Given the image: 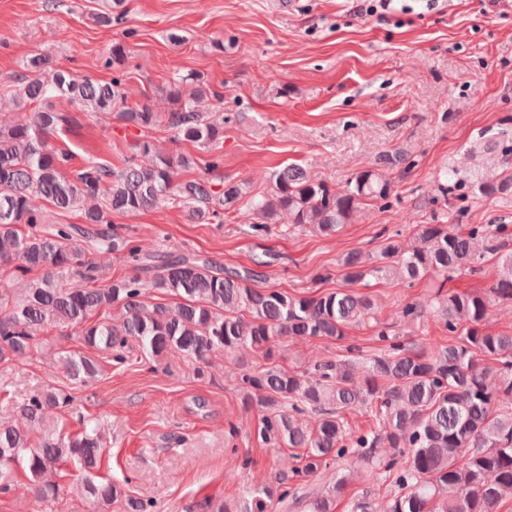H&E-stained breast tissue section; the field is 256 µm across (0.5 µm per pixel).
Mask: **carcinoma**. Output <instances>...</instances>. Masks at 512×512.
Masks as SVG:
<instances>
[{"label": "carcinoma", "mask_w": 512, "mask_h": 512, "mask_svg": "<svg viewBox=\"0 0 512 512\" xmlns=\"http://www.w3.org/2000/svg\"><path fill=\"white\" fill-rule=\"evenodd\" d=\"M12 101L19 118L0 125V277L23 284L21 292L0 290V363L21 361L38 351L36 337L48 329L75 330L82 350L57 351L70 377L81 386L104 375L101 355L121 362L134 352L149 365L177 353L204 374L209 357L248 351L267 360L240 376L246 406L262 415L255 438L264 448L291 451L292 477L319 480L317 489L286 486V477L252 487L232 504L206 501L204 512H271L274 502L291 499L306 512H332L350 473L324 474L333 459L362 462L369 481L391 480L387 512H498L512 498V334L493 333L485 322L493 306L512 304V229L507 224H468L459 228L433 215L417 224L412 242L389 234L373 252L350 251L339 266L353 287L371 279L407 286L430 277L438 286L427 302H408L399 311L405 324L433 317L454 340L424 346L402 342L390 327L376 323L379 348L370 354L348 338L355 325L374 318V303L351 289L289 294L254 288L268 261L254 267L220 268L197 254H159L148 260L124 233L89 239V227L110 223L112 212L137 214L166 205L185 210L192 222L210 224L224 211L241 206L260 223L279 218L319 236L338 233L364 207L390 196L391 183L363 170L341 189L289 164L266 177L254 194L245 184L219 179L183 181L180 172L194 160L182 153L159 152L139 140L119 170L97 160L72 168L74 154L50 142L72 118L58 111L64 99L81 112H114L143 133L164 128L174 139L217 149L224 125L199 109L211 90L203 75L177 74L169 80L171 107L154 112L128 101L119 76L100 81L55 64L43 53L24 61ZM442 196L462 184L483 197L512 194V167L490 178L475 171L465 180L448 169L436 176ZM78 211L82 224H46V206ZM124 255L134 274L106 288L93 284L100 269L84 247ZM495 262L497 279L488 288L457 291L447 283L462 274L477 275ZM171 298L149 303V290ZM120 319L109 321L110 312ZM283 337L328 338L344 342L336 357L303 370L268 363L273 343ZM61 389L35 390L18 407V422L0 420V494L26 472L35 498L52 503L65 491L56 477L63 466L84 473L81 494L105 507L120 503L124 512H149L148 503L99 476L105 443L93 418H78L67 433L48 420V411L72 407ZM364 407L370 423L351 429L349 411Z\"/></svg>", "instance_id": "cac0c4a2"}]
</instances>
